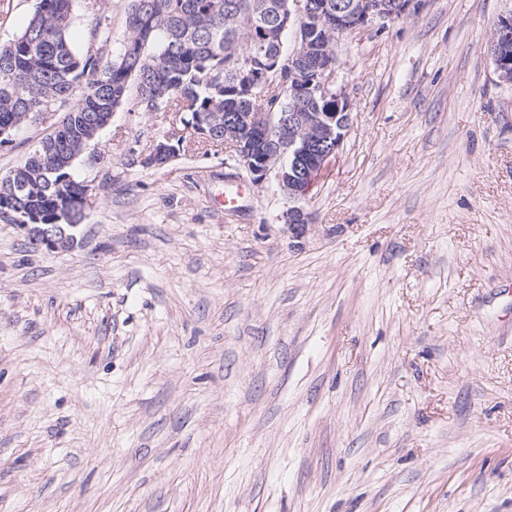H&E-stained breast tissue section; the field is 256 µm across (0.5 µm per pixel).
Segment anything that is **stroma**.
Instances as JSON below:
<instances>
[{"label":"stroma","mask_w":512,"mask_h":512,"mask_svg":"<svg viewBox=\"0 0 512 512\" xmlns=\"http://www.w3.org/2000/svg\"><path fill=\"white\" fill-rule=\"evenodd\" d=\"M129 3L75 0L78 51L115 58ZM511 9L338 37L352 123L299 248L224 152L144 167L171 115L129 96L74 164L72 247L0 223V512H512V88L487 55Z\"/></svg>","instance_id":"obj_1"}]
</instances>
